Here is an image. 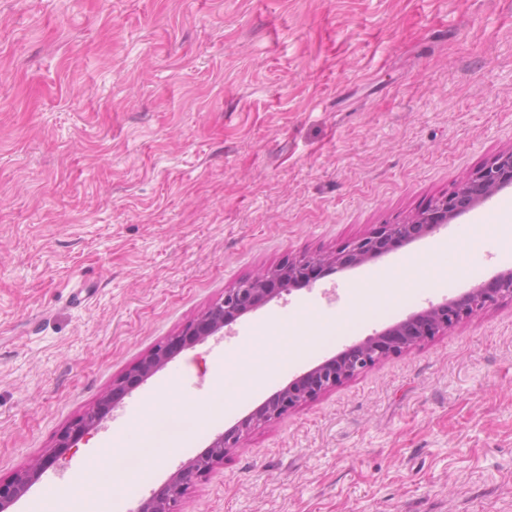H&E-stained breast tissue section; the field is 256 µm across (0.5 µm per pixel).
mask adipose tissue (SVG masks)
<instances>
[{"label": "adipose tissue", "instance_id": "obj_1", "mask_svg": "<svg viewBox=\"0 0 512 512\" xmlns=\"http://www.w3.org/2000/svg\"><path fill=\"white\" fill-rule=\"evenodd\" d=\"M461 244L455 239H446L438 242L429 252L431 261L423 265L417 277L409 274H396L389 270H381L371 275L368 282V291L371 297L379 303H389L405 298L409 295L412 286L424 288H443L448 282L446 267L433 265V258L459 251Z\"/></svg>", "mask_w": 512, "mask_h": 512}]
</instances>
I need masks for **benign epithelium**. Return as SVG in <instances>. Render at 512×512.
<instances>
[{
    "instance_id": "obj_1",
    "label": "benign epithelium",
    "mask_w": 512,
    "mask_h": 512,
    "mask_svg": "<svg viewBox=\"0 0 512 512\" xmlns=\"http://www.w3.org/2000/svg\"><path fill=\"white\" fill-rule=\"evenodd\" d=\"M507 187H512V150L499 155L459 189L430 201L410 222L384 224L349 244L334 258L310 256L288 259L224 289V298L215 302L196 322L188 324L181 334L157 344L145 358L115 381L110 394L62 431L51 454L8 479L0 478V512H9V508L40 479L44 470L98 429L124 395L163 368L176 352L223 331L241 315L284 292L310 286L309 271L313 267L334 265L341 270L367 264L433 233L456 219L463 209L478 206ZM506 298L512 299V271L509 269L459 297L431 304L347 347L274 392L237 425L217 435L204 452L188 460L160 489L140 501L134 512H175V506L184 493L224 462V456L238 447L245 432L282 417L388 356L444 332L459 320L476 315Z\"/></svg>"
}]
</instances>
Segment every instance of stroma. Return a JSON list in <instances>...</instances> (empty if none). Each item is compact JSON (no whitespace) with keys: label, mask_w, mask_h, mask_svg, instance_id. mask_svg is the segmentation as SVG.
Listing matches in <instances>:
<instances>
[{"label":"stroma","mask_w":512,"mask_h":512,"mask_svg":"<svg viewBox=\"0 0 512 512\" xmlns=\"http://www.w3.org/2000/svg\"><path fill=\"white\" fill-rule=\"evenodd\" d=\"M512 151V0H0V476L225 289L410 221ZM483 203L434 235L281 294L175 355L12 512L73 480L170 381L183 408L269 318L347 315L436 240L440 290L318 336L191 431L141 499L272 393L511 268ZM177 512H512V300L253 428Z\"/></svg>","instance_id":"35a3bbf8"}]
</instances>
